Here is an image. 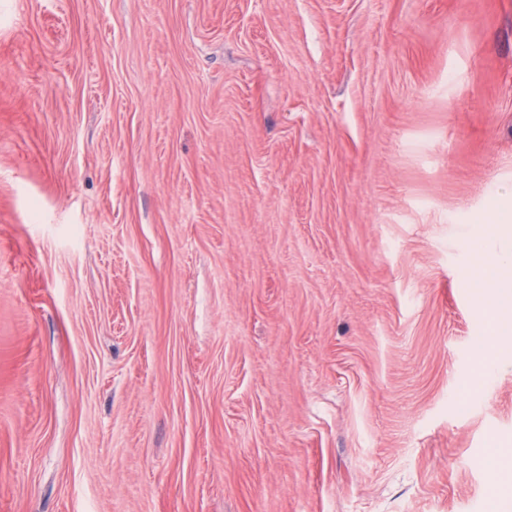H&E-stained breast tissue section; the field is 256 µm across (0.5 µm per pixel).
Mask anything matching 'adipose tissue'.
<instances>
[{"label":"adipose tissue","mask_w":512,"mask_h":512,"mask_svg":"<svg viewBox=\"0 0 512 512\" xmlns=\"http://www.w3.org/2000/svg\"><path fill=\"white\" fill-rule=\"evenodd\" d=\"M472 242L477 250L495 248L498 261L477 279L495 300L497 325L494 333L480 344V351H512V213L495 209L475 224Z\"/></svg>","instance_id":"ef3b65f1"}]
</instances>
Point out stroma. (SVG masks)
<instances>
[{
	"label": "stroma",
	"mask_w": 512,
	"mask_h": 512,
	"mask_svg": "<svg viewBox=\"0 0 512 512\" xmlns=\"http://www.w3.org/2000/svg\"><path fill=\"white\" fill-rule=\"evenodd\" d=\"M512 0H0V512H493ZM508 210H492L473 226L472 242L477 250L491 249L498 256L492 271L477 274L482 288L495 300L497 325L494 333L479 345L478 352L489 349L512 350V234ZM498 249H492L491 243Z\"/></svg>",
	"instance_id": "obj_1"
}]
</instances>
